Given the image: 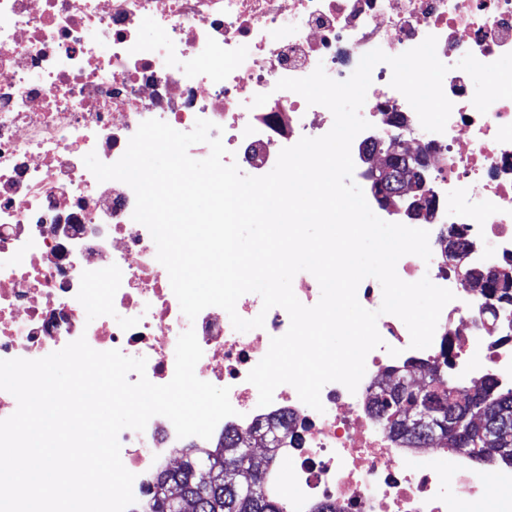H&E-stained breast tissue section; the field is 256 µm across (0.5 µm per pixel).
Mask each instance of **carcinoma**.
Returning <instances> with one entry per match:
<instances>
[{
	"label": "carcinoma",
	"instance_id": "carcinoma-1",
	"mask_svg": "<svg viewBox=\"0 0 512 512\" xmlns=\"http://www.w3.org/2000/svg\"><path fill=\"white\" fill-rule=\"evenodd\" d=\"M413 162L396 157L370 181V189L384 204L398 202L412 179ZM512 280L497 272H486L487 294L509 289ZM429 381L423 393L431 415L416 422L415 390L402 385L381 389L377 398L379 416L385 427L419 445L439 435L458 452L476 458L495 459L512 465V389L499 390L487 378L484 386L465 403L450 398L457 385L448 377V366L428 368ZM276 448L257 458L241 443L218 440L211 448L189 454L177 470L163 469L156 490L143 512H283L271 485L262 479L272 474Z\"/></svg>",
	"mask_w": 512,
	"mask_h": 512
}]
</instances>
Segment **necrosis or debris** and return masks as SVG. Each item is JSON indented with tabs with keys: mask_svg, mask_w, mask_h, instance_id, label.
<instances>
[{
	"mask_svg": "<svg viewBox=\"0 0 512 512\" xmlns=\"http://www.w3.org/2000/svg\"><path fill=\"white\" fill-rule=\"evenodd\" d=\"M430 35L449 68L444 132L422 128L392 87L391 67L380 63L360 110L370 127L354 138L351 155L358 179L365 147L393 137L400 153L422 162L430 213L411 219L405 208L382 207L371 195L366 201L382 220L429 233L430 260L403 256L398 276L429 278L455 298L425 349L411 348L398 317L380 314L384 344L367 355L356 392L326 384L323 411L289 384L259 405L247 375L271 338L287 332L286 310H263L261 297L247 293L236 310L245 319L264 315L263 327L237 331L216 306L188 319L149 230L132 218L133 190L98 182L83 158L93 152L117 162L145 120L188 132L201 118L222 127L224 163L265 175L282 148L322 136L334 122L326 107L277 89L280 79L320 66L343 81L364 54L378 48L397 56ZM507 57L512 0H0V360L39 359L83 337L95 350L146 358L148 379L162 385L174 376L180 334L191 328L203 350L196 376L228 388L236 410L212 439L272 423L292 472L286 512H512V466L461 454L453 468L439 469L428 448L392 436L375 412L387 371L406 364L445 361L472 381L490 377L512 389V320L487 319L481 284L441 256L452 234L468 255L492 256L496 270H512ZM478 78L485 92H475ZM210 441L178 438L159 415L144 431L123 430L121 460L135 475L128 512H141L162 466ZM491 484L502 493L489 502Z\"/></svg>",
	"mask_w": 512,
	"mask_h": 512,
	"instance_id": "1",
	"label": "necrosis or debris"
}]
</instances>
